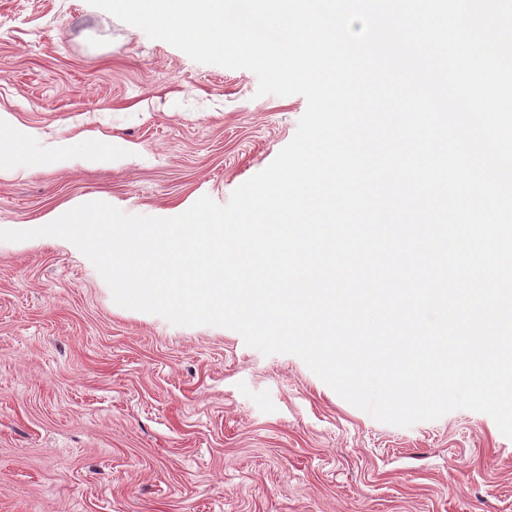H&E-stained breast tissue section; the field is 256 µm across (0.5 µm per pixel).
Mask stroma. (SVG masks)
Wrapping results in <instances>:
<instances>
[{"label":"stroma","instance_id":"35a3bbf8","mask_svg":"<svg viewBox=\"0 0 512 512\" xmlns=\"http://www.w3.org/2000/svg\"><path fill=\"white\" fill-rule=\"evenodd\" d=\"M257 87L87 0H0V110L138 149L0 180V225L227 204L306 110ZM0 512H512V439L466 409L379 422L297 356L117 305L66 241H0Z\"/></svg>","mask_w":512,"mask_h":512}]
</instances>
